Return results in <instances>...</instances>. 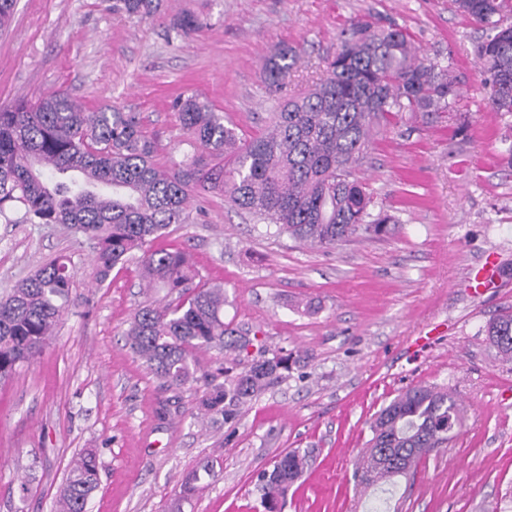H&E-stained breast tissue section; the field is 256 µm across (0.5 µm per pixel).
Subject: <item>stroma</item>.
Returning <instances> with one entry per match:
<instances>
[{
	"label": "stroma",
	"instance_id": "stroma-1",
	"mask_svg": "<svg viewBox=\"0 0 512 512\" xmlns=\"http://www.w3.org/2000/svg\"><path fill=\"white\" fill-rule=\"evenodd\" d=\"M113 2L16 0L0 28V106L62 89L90 112L138 113L169 166L190 150L176 97L198 94L225 125L257 135L280 103L262 80L269 57L296 47L288 91L305 93L341 32L369 16L406 28L423 56L449 66L458 93L448 112L381 129L359 163L377 208L398 219L393 233L312 248L259 235L208 190L160 239L201 280L223 283L225 321L308 357L217 431L190 415L202 385L162 386L125 345L134 313L159 298L136 262L99 285L83 235L22 222L19 208L0 217V297L53 257L75 271L54 336L0 381V512H57L69 464L87 450L100 473L87 512H261L257 472L294 448L314 457L282 512H512V361L481 333L512 312V169L499 162L512 119L486 103L473 52L481 28L449 0H162L150 17ZM186 13L202 25L184 36ZM490 255L503 284L473 293L468 273ZM420 383L448 389L465 418L385 495L356 475L370 424ZM169 398L182 413L160 419ZM212 459L219 476L181 501L185 476Z\"/></svg>",
	"mask_w": 512,
	"mask_h": 512
}]
</instances>
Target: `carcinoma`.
Instances as JSON below:
<instances>
[{
    "label": "carcinoma",
    "instance_id": "obj_1",
    "mask_svg": "<svg viewBox=\"0 0 512 512\" xmlns=\"http://www.w3.org/2000/svg\"><path fill=\"white\" fill-rule=\"evenodd\" d=\"M452 3L483 29L475 55L488 106L512 117V0ZM115 8L151 16L157 3L116 0ZM297 60L295 48H280L265 70L267 86L282 90ZM326 68L305 95L283 96L264 131L249 139L224 125L208 102L180 97L174 110L195 153L170 167L155 163L157 147L135 112H88L64 91L0 107V217L21 206L30 224H63L84 234L100 285L141 252L144 287L165 291L170 301L139 308L124 332L126 345L169 388L203 381L197 409L216 428L286 379L302 357L264 346L249 357L258 335L224 322V286L196 281L182 251L152 244L185 222L190 198L206 188L220 189L266 230L299 243L332 249L357 233H384L398 219L372 213L374 198L356 175L372 133L402 112L446 111L457 96L448 67L420 55L393 25L353 23ZM73 278L70 262L59 256L0 298L1 379L46 345L69 304ZM484 335L498 358L512 361V314L489 320ZM214 348L224 362L200 371L193 352ZM460 425L461 405L447 389H407L370 425L363 481L393 485L430 451L447 447ZM309 454L292 449L259 472L263 512H279ZM205 476H215L214 465L186 478L182 499ZM97 488V457L87 451L71 464L58 512H86Z\"/></svg>",
    "mask_w": 512,
    "mask_h": 512
}]
</instances>
